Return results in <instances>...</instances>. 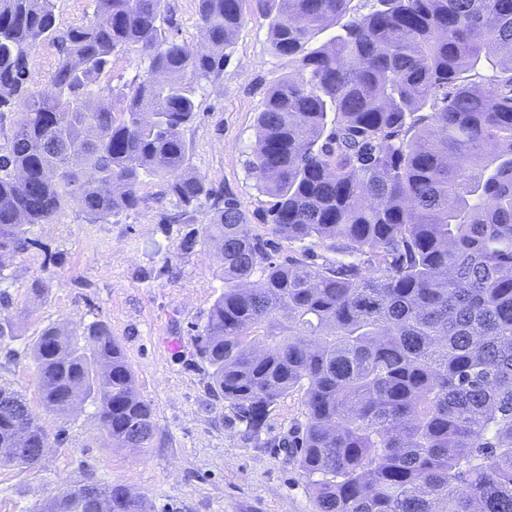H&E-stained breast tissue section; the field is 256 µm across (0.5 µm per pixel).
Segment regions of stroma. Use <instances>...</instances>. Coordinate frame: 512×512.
<instances>
[{"label": "stroma", "mask_w": 512, "mask_h": 512, "mask_svg": "<svg viewBox=\"0 0 512 512\" xmlns=\"http://www.w3.org/2000/svg\"><path fill=\"white\" fill-rule=\"evenodd\" d=\"M170 35L205 45L197 0H167ZM289 71L273 54L267 20L247 17L220 73L200 80L198 115L184 132L190 169L233 191L255 233L267 235L269 198L247 168L266 89ZM162 185L147 180L138 209L88 223L78 203L32 226L42 250L14 257L9 316L0 340V383L22 391L52 441L32 468L0 466V512H29L85 477L126 485L149 512H315L303 479L276 443L301 418V392L279 399L261 440L243 433L232 409L208 390L207 365L194 354L197 329L221 292V261L210 247H185L192 226H162ZM43 296L29 293L34 278ZM105 322L135 372L162 441L148 453L113 447L90 404L61 418L38 401L33 363L23 356L43 328ZM18 358H6L7 350Z\"/></svg>", "instance_id": "obj_1"}]
</instances>
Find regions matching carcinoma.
I'll return each instance as SVG.
<instances>
[{"instance_id": "1", "label": "carcinoma", "mask_w": 512, "mask_h": 512, "mask_svg": "<svg viewBox=\"0 0 512 512\" xmlns=\"http://www.w3.org/2000/svg\"><path fill=\"white\" fill-rule=\"evenodd\" d=\"M197 0L207 46L165 34V0H92L60 32L55 0H0V312L5 259L34 247L72 200L90 224L139 207L157 178L162 224L223 261L222 291L198 333L210 390L259 435L277 401L302 392L286 443L316 512H512V0ZM268 21L289 73L266 91L248 169L269 197L271 235L313 240L275 258L237 197L187 170L194 81L224 69L247 14ZM334 34L317 47L325 32ZM56 44L31 83L37 41ZM148 74L115 109L112 56ZM500 69L488 86L465 73ZM46 411L90 402L121 448L154 447L151 405L110 327L49 326L31 348ZM49 436L0 385V466L31 468ZM82 484L30 512H147L121 484ZM58 60L55 45L49 40H39L32 54V82L44 85L50 78Z\"/></svg>"}]
</instances>
